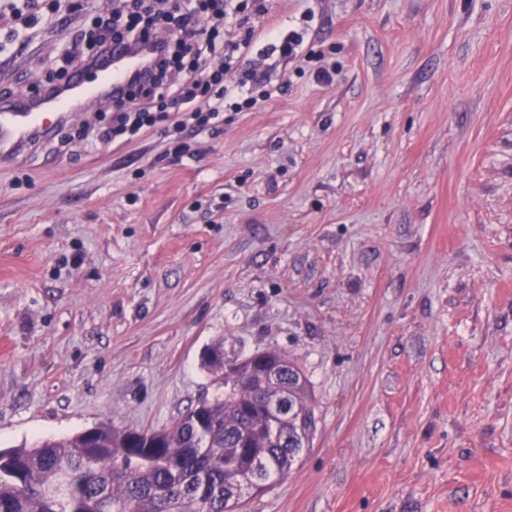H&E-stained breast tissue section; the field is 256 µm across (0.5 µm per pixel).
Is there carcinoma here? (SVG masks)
Instances as JSON below:
<instances>
[{"label":"carcinoma","mask_w":512,"mask_h":512,"mask_svg":"<svg viewBox=\"0 0 512 512\" xmlns=\"http://www.w3.org/2000/svg\"><path fill=\"white\" fill-rule=\"evenodd\" d=\"M209 354L224 391L167 428L103 423L0 450V512H240L237 486L252 496L286 478L315 430L308 380L279 352Z\"/></svg>","instance_id":"1"}]
</instances>
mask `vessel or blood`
<instances>
[{"label": "vessel or blood", "instance_id": "1", "mask_svg": "<svg viewBox=\"0 0 512 512\" xmlns=\"http://www.w3.org/2000/svg\"><path fill=\"white\" fill-rule=\"evenodd\" d=\"M142 66V54L118 49L81 70L66 90L45 96L39 105L31 106L12 96L0 97V160L23 157L33 137L51 135L95 104L104 88H121Z\"/></svg>", "mask_w": 512, "mask_h": 512}]
</instances>
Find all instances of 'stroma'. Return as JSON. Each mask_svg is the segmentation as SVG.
<instances>
[{
  "mask_svg": "<svg viewBox=\"0 0 512 512\" xmlns=\"http://www.w3.org/2000/svg\"><path fill=\"white\" fill-rule=\"evenodd\" d=\"M268 8L302 55L219 130L0 163V449L166 427L220 341L316 416L244 512H512V0ZM78 22L0 31L13 93Z\"/></svg>",
  "mask_w": 512,
  "mask_h": 512,
  "instance_id": "1",
  "label": "stroma"
}]
</instances>
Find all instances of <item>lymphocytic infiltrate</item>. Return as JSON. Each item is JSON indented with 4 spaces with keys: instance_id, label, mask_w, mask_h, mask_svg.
Instances as JSON below:
<instances>
[{
    "instance_id": "1",
    "label": "lymphocytic infiltrate",
    "mask_w": 512,
    "mask_h": 512,
    "mask_svg": "<svg viewBox=\"0 0 512 512\" xmlns=\"http://www.w3.org/2000/svg\"><path fill=\"white\" fill-rule=\"evenodd\" d=\"M265 0H122L101 10L98 0H48L42 14H23L16 6L0 9V25L12 28L54 25L58 16L80 13L82 20L61 46L63 66L47 73L43 91L68 78V66H87L118 43L153 44L147 72L137 76L125 93H104L106 110L86 124L79 137L88 144L129 142L144 131L171 125L178 133L213 129L224 121V103H253L251 89L271 81L273 63L297 59L303 43L295 31L274 37L256 64L229 79L233 61L244 54L254 34L252 17L264 15Z\"/></svg>"
}]
</instances>
